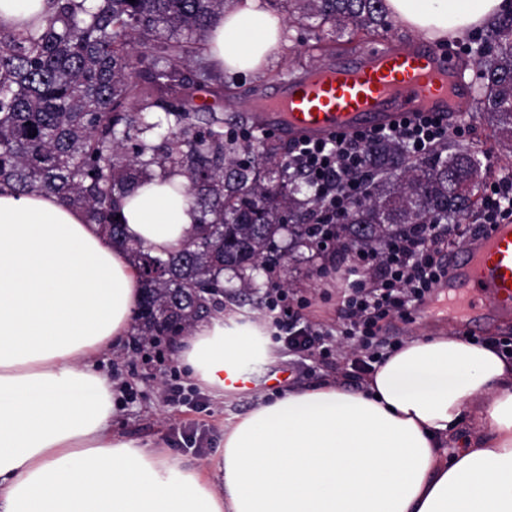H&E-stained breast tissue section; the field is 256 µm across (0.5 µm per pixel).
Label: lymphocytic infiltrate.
<instances>
[{"instance_id":"1","label":"lymphocytic infiltrate","mask_w":512,"mask_h":512,"mask_svg":"<svg viewBox=\"0 0 512 512\" xmlns=\"http://www.w3.org/2000/svg\"><path fill=\"white\" fill-rule=\"evenodd\" d=\"M467 139L466 127H449L441 119L421 115L388 128L339 134L329 140H305L295 153L305 172L317 183L327 185L337 210H346L350 200L362 192L357 177L363 168L364 150L370 144L388 138L404 145L412 155L420 156L448 136ZM512 221V175H493L485 184L478 210L482 224ZM452 224L414 226L389 239L381 251L356 249L344 274L348 281L343 295V336L353 340L368 357L361 369H371L378 362V351L385 341L380 323L391 315L411 319L412 310L424 301L435 284L448 273L441 250L449 239L458 237ZM271 307L279 308L278 327L286 329L284 338L290 350L302 356H324L323 332L315 323L291 324V309L283 289H272Z\"/></svg>"}]
</instances>
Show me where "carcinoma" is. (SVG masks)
Returning <instances> with one entry per match:
<instances>
[{"label": "carcinoma", "instance_id": "obj_1", "mask_svg": "<svg viewBox=\"0 0 512 512\" xmlns=\"http://www.w3.org/2000/svg\"><path fill=\"white\" fill-rule=\"evenodd\" d=\"M239 0H51L37 27L0 30V185L78 208L110 239L122 199L161 174L183 176L199 212L192 241L167 256L128 247L143 284L135 319L146 340L183 334L216 305L215 287L274 283L291 254L319 248L329 223L322 188L290 149L195 103L213 73L202 50ZM312 29L371 34L389 27L385 0H275ZM479 109L512 152V14L479 51ZM364 189L337 240L378 249L411 224H460L474 212L482 164L448 143L415 158L399 143L366 148Z\"/></svg>", "mask_w": 512, "mask_h": 512}]
</instances>
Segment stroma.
<instances>
[{
  "label": "stroma",
  "instance_id": "obj_1",
  "mask_svg": "<svg viewBox=\"0 0 512 512\" xmlns=\"http://www.w3.org/2000/svg\"><path fill=\"white\" fill-rule=\"evenodd\" d=\"M365 36L349 37L335 34L331 27L317 30L291 21H283L281 49L262 71L231 75L216 72L210 84L211 97L217 100L226 118L252 122L256 106L278 84L299 77L308 68L332 61L353 46L365 43ZM470 128L467 146L479 151L483 174L512 172V153L503 152L493 131L475 105H468L460 118ZM322 256L313 260L290 263L284 276L289 281L288 295L305 297L312 305L300 312L302 320H310L331 332L330 354L327 358L299 356L278 341L275 315L268 307L256 306L250 297L237 303L245 320L259 322L274 357L269 364L254 363L250 373L257 390L240 392L235 399L217 403L181 369L177 360L176 339L160 336L150 344L130 338L120 351L101 358L99 367L117 382L121 396L112 427L131 438H160L168 448L186 460L195 462L214 454L226 418L251 409L258 398L271 399L283 390L313 385L324 378L337 380L350 389L360 388L365 374L357 367L363 353L340 334L343 324L335 279L321 273ZM428 305L432 318L399 317L387 319L383 336L389 346L403 345L407 340L452 329L469 334L477 342L490 345L512 343V309L491 312L476 322L449 325L444 305L438 295H431Z\"/></svg>",
  "mask_w": 512,
  "mask_h": 512
}]
</instances>
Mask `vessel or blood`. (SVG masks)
Masks as SVG:
<instances>
[{
	"label": "vessel or blood",
	"mask_w": 512,
	"mask_h": 512,
	"mask_svg": "<svg viewBox=\"0 0 512 512\" xmlns=\"http://www.w3.org/2000/svg\"><path fill=\"white\" fill-rule=\"evenodd\" d=\"M472 91L453 58L386 39L351 62L310 69L268 100L257 119L290 142L387 127L419 113L459 116ZM439 289L470 290L481 305L512 307V223L466 239Z\"/></svg>",
	"instance_id": "b4317fda"
}]
</instances>
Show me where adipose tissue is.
Instances as JSON below:
<instances>
[{"mask_svg": "<svg viewBox=\"0 0 512 512\" xmlns=\"http://www.w3.org/2000/svg\"><path fill=\"white\" fill-rule=\"evenodd\" d=\"M446 42L512 0H386ZM282 24L261 0L212 25L206 58L260 72ZM181 175L124 198L125 242L51 194L0 189V512H512V359L453 332L386 353L361 388L326 379L225 422L191 464L113 430L100 355L127 341L142 298L127 246L180 250L198 222ZM268 349L237 306L180 340L178 361L215 401L224 371Z\"/></svg>", "mask_w": 512, "mask_h": 512, "instance_id": "1", "label": "adipose tissue"}]
</instances>
